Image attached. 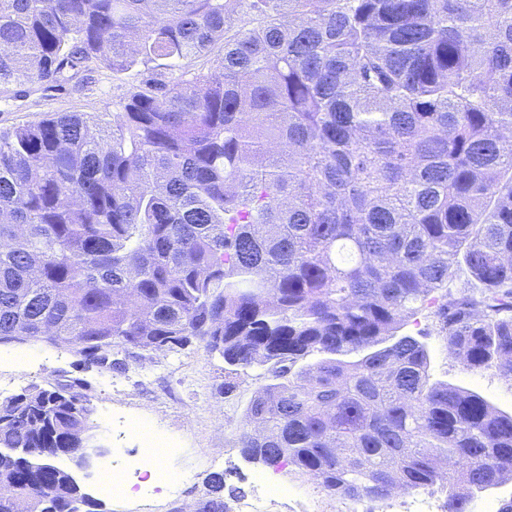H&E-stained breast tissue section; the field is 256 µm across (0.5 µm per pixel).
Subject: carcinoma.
<instances>
[{
	"instance_id": "cac0c4a2",
	"label": "carcinoma",
	"mask_w": 512,
	"mask_h": 512,
	"mask_svg": "<svg viewBox=\"0 0 512 512\" xmlns=\"http://www.w3.org/2000/svg\"><path fill=\"white\" fill-rule=\"evenodd\" d=\"M138 66L116 111L0 130V342L264 366L242 454L330 494L505 484L512 414L385 341L430 310L512 379V0H0V88ZM89 429L79 392L1 401L0 512H98L52 463Z\"/></svg>"
}]
</instances>
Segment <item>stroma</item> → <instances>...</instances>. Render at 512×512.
Returning a JSON list of instances; mask_svg holds the SVG:
<instances>
[{
  "mask_svg": "<svg viewBox=\"0 0 512 512\" xmlns=\"http://www.w3.org/2000/svg\"><path fill=\"white\" fill-rule=\"evenodd\" d=\"M143 68L115 76L93 73L88 81L73 78L64 89L36 92L24 98H0V129L35 121L54 112L97 113L115 107L127 89L143 79ZM403 334L426 343L432 380L445 381L480 393L499 409L512 412V379L494 370L470 371L448 350L445 335L432 314L411 319ZM112 366L84 368L80 356L67 347L45 341L0 343V401L32 387L58 389L75 379L87 383L84 395L92 411L89 431L90 464L74 469L70 459L59 466L74 469L83 493L101 500L104 512H188L208 498V480L224 477V506L259 505L263 512H348L352 501L324 491L318 482L293 466L268 467L248 461L240 451L245 410L267 384L265 367L233 370L222 357L195 340L177 352H143L113 347ZM147 423L175 443L176 460H159L150 467L151 494L126 486L121 498L97 489L102 466L118 469V448L138 455L140 442L128 423ZM280 495H268V488ZM391 512H445L440 487L392 491Z\"/></svg>",
  "mask_w": 512,
  "mask_h": 512,
  "instance_id": "stroma-1",
  "label": "stroma"
}]
</instances>
